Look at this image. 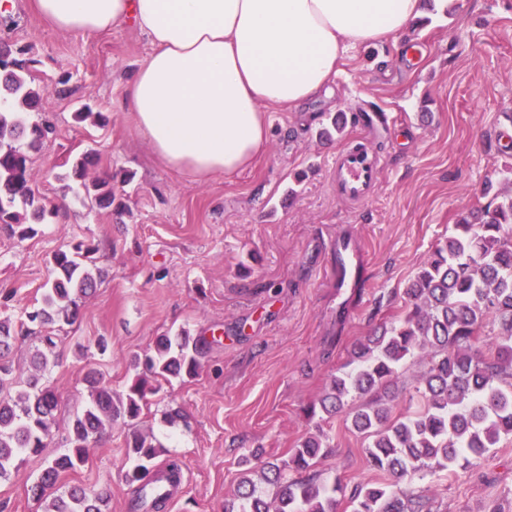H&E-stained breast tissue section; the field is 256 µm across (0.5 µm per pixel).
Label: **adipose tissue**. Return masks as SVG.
<instances>
[{"instance_id": "obj_1", "label": "adipose tissue", "mask_w": 512, "mask_h": 512, "mask_svg": "<svg viewBox=\"0 0 512 512\" xmlns=\"http://www.w3.org/2000/svg\"><path fill=\"white\" fill-rule=\"evenodd\" d=\"M53 27L107 34L138 26L151 51L127 106L168 168L205 183L264 148L266 109L325 90L349 49L396 37L422 0H33Z\"/></svg>"}]
</instances>
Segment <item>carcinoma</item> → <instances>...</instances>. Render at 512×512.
<instances>
[{"label":"carcinoma","instance_id":"obj_1","mask_svg":"<svg viewBox=\"0 0 512 512\" xmlns=\"http://www.w3.org/2000/svg\"><path fill=\"white\" fill-rule=\"evenodd\" d=\"M30 48H11L0 41V224L21 228L20 236L34 233L47 214L44 200L31 185L27 156L16 146L26 141L38 150L54 133L49 124L29 127L18 112L35 111L41 90L34 84ZM92 153L75 159L69 170L54 174L71 190L101 209L112 207L114 180L87 179ZM97 248L77 243L52 256L51 278L43 304L24 312L19 323L0 316V480L9 479L25 457L37 454L54 441L53 424L59 407L54 387L41 377L28 379L11 393L12 354L19 336H33L47 349L55 337L41 328L71 325L80 303L97 282L86 269ZM408 306L404 315L358 340L331 378V391L321 400L327 414L343 413L352 427L369 439L365 448L369 467L392 479L390 483L329 482L315 470L329 453L318 436H310L277 464L262 462L242 473L236 502L224 512H336L344 500L353 512H432L429 501L400 483H410L423 471L439 478L457 474L480 461L504 438L512 437V194L492 198V206L453 225L430 259L404 289ZM500 332L487 351L477 349L487 322ZM209 351L203 336L182 331L156 338L153 353L144 360L157 378H193L201 358ZM424 354L427 368L416 377L422 406L399 419H391L394 386L406 360ZM90 403L76 412L65 438V453L49 460L32 496L45 503L44 512H106V493L71 485L60 496L53 490L62 474L85 464L102 437L105 422L123 417L136 420L157 388L138 377L122 393L112 391L103 376L90 370L84 376ZM163 452L146 437L133 434L128 455L134 466L125 480L136 485L129 512L151 507L159 512L162 498L150 494V481L166 474L180 479L175 460L157 470L154 461ZM295 471L300 478L289 476Z\"/></svg>","mask_w":512,"mask_h":512}]
</instances>
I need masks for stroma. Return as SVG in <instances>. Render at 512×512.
<instances>
[{"mask_svg":"<svg viewBox=\"0 0 512 512\" xmlns=\"http://www.w3.org/2000/svg\"><path fill=\"white\" fill-rule=\"evenodd\" d=\"M0 40L30 46L37 61L41 106L23 113L24 124L46 120L55 129L29 160L51 213L31 238L0 228V297L9 296L17 318L39 305L53 253L77 242L96 246L89 268L98 283L76 323L55 328L47 354L45 377L59 396L56 438L0 481V512H43L29 488L47 458L63 452L74 414L89 401L84 372L97 369L123 392L145 373L133 356L182 330L210 343L198 375L160 382L136 425L106 424L64 484L109 486V512H128L134 488L124 474L135 431L182 463L166 512H224L243 460L287 459L313 435L333 449L318 465L324 477L376 480L367 440L345 415L306 409L319 403L352 342L405 309L408 282L452 224L490 202L488 184L512 164V0H434L423 22L397 38L350 50L330 95L294 110L267 108L270 135L253 166L205 184L159 163L121 106L150 51L134 26L72 35L42 20L30 0H12L0 14ZM85 106L92 118L76 123ZM379 109L393 124L369 141L381 159L373 196L340 200L331 167L359 135L354 114ZM339 113L344 136L319 138ZM88 151L97 156L91 176L131 177L116 183L115 207L83 206L53 177ZM339 234L366 260L352 289L334 281L330 244ZM174 409L181 420H169ZM414 485L438 512H512V439L458 476Z\"/></svg>","mask_w":512,"mask_h":512,"instance_id":"35a3bbf8","label":"stroma"}]
</instances>
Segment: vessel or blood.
Returning <instances> with one entry per match:
<instances>
[{"label": "vessel or blood", "instance_id": "1", "mask_svg": "<svg viewBox=\"0 0 512 512\" xmlns=\"http://www.w3.org/2000/svg\"><path fill=\"white\" fill-rule=\"evenodd\" d=\"M380 167L364 141H356L343 150L331 169V179L338 198L362 203L371 198L378 181ZM336 257V285L348 287L357 280L363 269V259L350 239L337 237L334 248Z\"/></svg>", "mask_w": 512, "mask_h": 512}]
</instances>
